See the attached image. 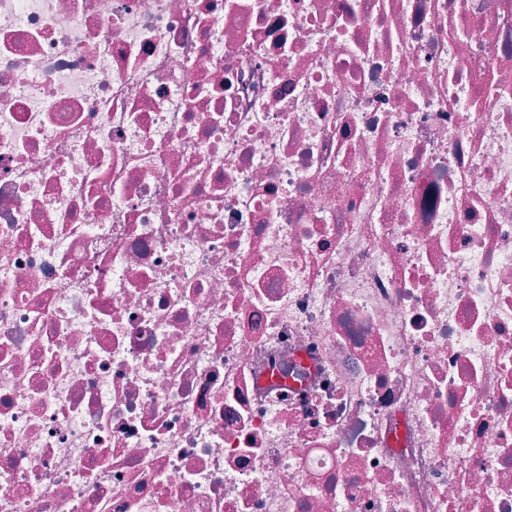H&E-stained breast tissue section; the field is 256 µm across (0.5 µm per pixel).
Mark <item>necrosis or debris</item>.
Returning <instances> with one entry per match:
<instances>
[{"mask_svg":"<svg viewBox=\"0 0 512 512\" xmlns=\"http://www.w3.org/2000/svg\"><path fill=\"white\" fill-rule=\"evenodd\" d=\"M0 512H512V0H0Z\"/></svg>","mask_w":512,"mask_h":512,"instance_id":"4bbe7bcc","label":"necrosis or debris"}]
</instances>
